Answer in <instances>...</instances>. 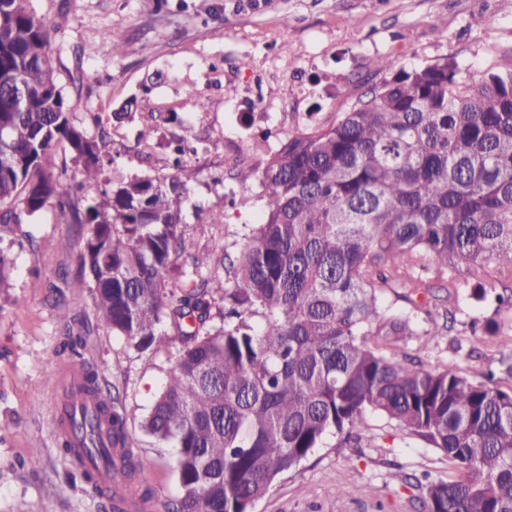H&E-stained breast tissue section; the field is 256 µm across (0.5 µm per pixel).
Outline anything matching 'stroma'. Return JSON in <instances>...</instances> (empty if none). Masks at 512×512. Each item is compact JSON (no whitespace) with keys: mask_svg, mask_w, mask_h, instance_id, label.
I'll use <instances>...</instances> for the list:
<instances>
[{"mask_svg":"<svg viewBox=\"0 0 512 512\" xmlns=\"http://www.w3.org/2000/svg\"><path fill=\"white\" fill-rule=\"evenodd\" d=\"M29 7L51 28L64 94L81 95L75 123L113 159L106 178L171 174V142L194 146L183 162L182 217L200 252L238 250L262 217L263 189L239 179L240 167L262 166L289 132L348 110L381 81L378 58L409 68L453 55L483 71L512 56V0H258L254 7L247 0H29ZM108 31L124 40L123 54L113 55ZM144 97L153 113L116 118ZM198 100L204 111L195 109ZM148 127L151 138L140 141ZM11 208L34 245L12 248L0 287V512H99L59 445L53 416L56 384L48 374L75 360L57 353L65 326L52 284L63 277L72 283L65 305L81 315L73 325L85 339L78 360L119 397L141 481L160 501L176 499L175 450L141 429L175 348L139 352L96 323L90 290L75 284V253L61 245L80 243L86 225L61 223L52 210L28 214L18 201ZM219 210L223 225L208 224ZM449 276L457 295L431 302L418 318L451 309V330L428 343L412 338L403 351L475 378L505 348L473 333V319L506 323L512 314L469 299L466 269ZM365 421L378 447L342 448L327 435L253 512H424L410 480L447 477L443 455L376 414Z\"/></svg>","mask_w":512,"mask_h":512,"instance_id":"obj_1","label":"stroma"}]
</instances>
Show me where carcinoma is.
Wrapping results in <instances>:
<instances>
[{"label": "carcinoma", "instance_id": "carcinoma-1", "mask_svg": "<svg viewBox=\"0 0 512 512\" xmlns=\"http://www.w3.org/2000/svg\"><path fill=\"white\" fill-rule=\"evenodd\" d=\"M51 30L27 0H0V204L54 207L84 224L77 253L97 322L139 351L176 349L146 434L173 445L180 497L163 512H251L273 482L324 437L371 447L375 413L439 450L448 477L418 483L425 512H512V356L478 379L427 369L399 352L431 341L409 303L436 287L421 272L467 267L469 298L512 311V285L486 288L488 269L512 272V57L476 76L455 57L405 68L377 64L382 81L333 122L288 134L259 171L263 220L244 246L192 252L182 223V141L176 172L102 180L109 164L75 124L57 79ZM24 86L19 104L9 88ZM71 155L100 193L82 199L48 164ZM91 413L64 406L61 440L105 512L113 473L139 482L118 398L83 368ZM81 443L74 453L71 440Z\"/></svg>", "mask_w": 512, "mask_h": 512}]
</instances>
